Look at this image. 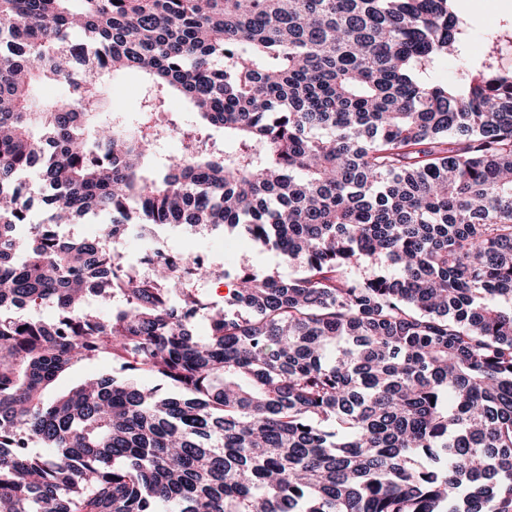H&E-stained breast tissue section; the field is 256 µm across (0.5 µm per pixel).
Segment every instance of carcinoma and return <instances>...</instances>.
Returning <instances> with one entry per match:
<instances>
[{
    "mask_svg": "<svg viewBox=\"0 0 512 512\" xmlns=\"http://www.w3.org/2000/svg\"><path fill=\"white\" fill-rule=\"evenodd\" d=\"M455 2L0 0V512H512V29L439 84ZM126 70L129 134L93 122ZM62 78L81 108L34 98ZM88 214L240 230L300 272H241L228 313L199 290L222 271L60 235ZM97 358L177 393L47 398ZM142 76L127 71L107 78L101 91L103 108L101 112H126L132 116L137 111L141 97Z\"/></svg>",
    "mask_w": 512,
    "mask_h": 512,
    "instance_id": "obj_1",
    "label": "carcinoma"
}]
</instances>
